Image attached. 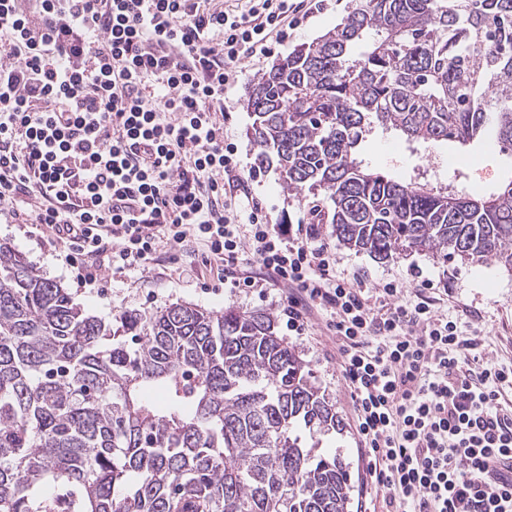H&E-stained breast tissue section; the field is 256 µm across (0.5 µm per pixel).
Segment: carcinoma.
Returning <instances> with one entry per match:
<instances>
[{
  "mask_svg": "<svg viewBox=\"0 0 512 512\" xmlns=\"http://www.w3.org/2000/svg\"><path fill=\"white\" fill-rule=\"evenodd\" d=\"M246 109L259 160L332 202L314 219L339 245L512 269V177L476 196L458 169L438 188L356 154L377 127L512 150V0H353ZM301 425L343 429L270 315L172 303L106 322L0 243V512H349L350 466Z\"/></svg>",
  "mask_w": 512,
  "mask_h": 512,
  "instance_id": "carcinoma-1",
  "label": "carcinoma"
}]
</instances>
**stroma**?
I'll use <instances>...</instances> for the list:
<instances>
[{
    "mask_svg": "<svg viewBox=\"0 0 512 512\" xmlns=\"http://www.w3.org/2000/svg\"><path fill=\"white\" fill-rule=\"evenodd\" d=\"M350 0H324L320 13L302 20L282 43L269 54L244 59L235 83L224 93V137L237 144L245 166L255 165L257 147L246 135L252 119L246 109L248 88L258 75L269 70L295 46L313 41L336 26L345 16ZM358 153L379 171L406 177L416 170H430L447 176L450 166L461 169L465 183L473 194L493 188L512 175V157L505 155L499 144L480 143L470 154L453 158L446 145L430 151H409L404 142L387 134L375 133L360 143ZM255 197L265 207L270 223L310 226L313 207L328 209L324 197L300 201L286 189L275 166H263L249 182ZM0 242L9 243L22 252L47 277L60 281L75 303L104 320H112L126 312L148 313L172 303H191L219 310L234 306L245 311H258L275 319L280 336L291 342L309 363L316 386L328 391L342 418V431L319 436V446L329 452H341L350 465L353 484L351 512H378L380 503L363 480L364 462L358 452V436L345 395V384L335 359L326 351L321 325H313L303 336H289L281 310V293L273 288L261 292L238 293L218 286L201 261L192 259L183 249L161 245L158 261L147 271L124 274H102L97 287L78 288L74 275L63 264L59 249L51 240L49 228L37 224H17L0 216ZM337 252L344 268L361 270L373 279L397 277L406 291H413L411 269L423 270L434 282L435 295L449 315L469 320L479 314L483 332L480 351L484 357L502 363L512 362V271L494 261L463 262L452 257L439 260L408 252L398 258L381 261L345 247Z\"/></svg>",
    "mask_w": 512,
    "mask_h": 512,
    "instance_id": "35a3bbf8",
    "label": "stroma"
}]
</instances>
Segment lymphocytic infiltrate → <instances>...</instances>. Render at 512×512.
I'll return each mask as SVG.
<instances>
[{"instance_id": "obj_1", "label": "lymphocytic infiltrate", "mask_w": 512, "mask_h": 512, "mask_svg": "<svg viewBox=\"0 0 512 512\" xmlns=\"http://www.w3.org/2000/svg\"><path fill=\"white\" fill-rule=\"evenodd\" d=\"M305 9L0 0V206L50 228L84 286L148 269L163 243L195 244L232 288L285 286L289 331L325 322L385 512H512V474L489 466L512 461V366L485 361L436 308L432 279L411 299L396 280L367 289L327 240L270 223L224 139L241 59L267 54Z\"/></svg>"}]
</instances>
